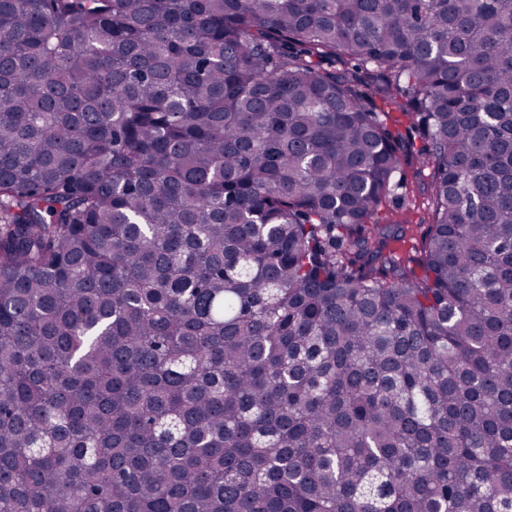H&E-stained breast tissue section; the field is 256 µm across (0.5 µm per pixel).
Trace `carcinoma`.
Returning <instances> with one entry per match:
<instances>
[{
	"label": "carcinoma",
	"mask_w": 512,
	"mask_h": 512,
	"mask_svg": "<svg viewBox=\"0 0 512 512\" xmlns=\"http://www.w3.org/2000/svg\"><path fill=\"white\" fill-rule=\"evenodd\" d=\"M0 512H512V0H0ZM407 185L403 194L405 200H396L390 203L391 210L387 214L389 224H409L413 228V234L417 239L420 236V229L417 224H423L426 215V204L428 190L426 180L414 176L409 168L406 173ZM400 204V205H399Z\"/></svg>",
	"instance_id": "obj_1"
}]
</instances>
